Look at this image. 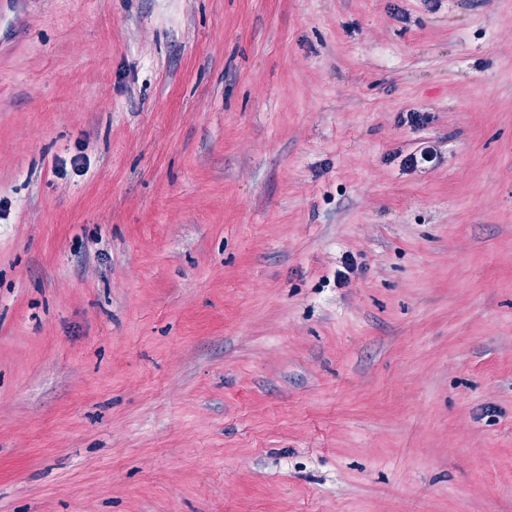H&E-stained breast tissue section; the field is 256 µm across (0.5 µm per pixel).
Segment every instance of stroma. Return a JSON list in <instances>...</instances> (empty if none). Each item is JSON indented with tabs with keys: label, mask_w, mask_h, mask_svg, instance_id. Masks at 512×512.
<instances>
[{
	"label": "stroma",
	"mask_w": 512,
	"mask_h": 512,
	"mask_svg": "<svg viewBox=\"0 0 512 512\" xmlns=\"http://www.w3.org/2000/svg\"><path fill=\"white\" fill-rule=\"evenodd\" d=\"M0 512H512V0H0Z\"/></svg>",
	"instance_id": "stroma-1"
}]
</instances>
